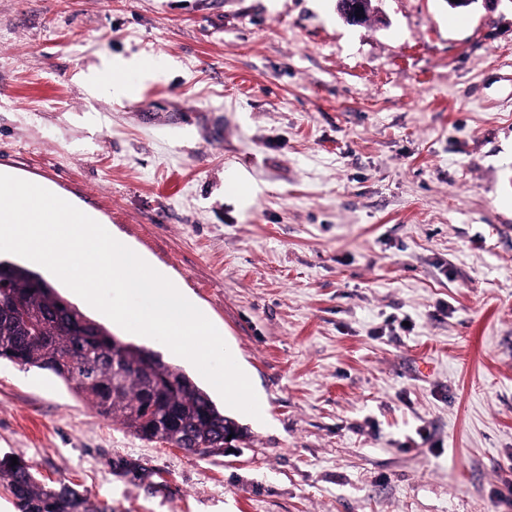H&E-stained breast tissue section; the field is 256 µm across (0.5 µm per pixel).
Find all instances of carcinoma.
<instances>
[{"label": "carcinoma", "mask_w": 512, "mask_h": 512, "mask_svg": "<svg viewBox=\"0 0 512 512\" xmlns=\"http://www.w3.org/2000/svg\"><path fill=\"white\" fill-rule=\"evenodd\" d=\"M48 370L129 433L189 454L224 453V415L181 368L64 298L43 276L0 258V361ZM0 481L17 512H91L72 486L43 482L33 468L0 456Z\"/></svg>", "instance_id": "cac0c4a2"}]
</instances>
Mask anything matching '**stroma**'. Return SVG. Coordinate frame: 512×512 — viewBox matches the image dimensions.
Returning <instances> with one entry per match:
<instances>
[{
	"mask_svg": "<svg viewBox=\"0 0 512 512\" xmlns=\"http://www.w3.org/2000/svg\"><path fill=\"white\" fill-rule=\"evenodd\" d=\"M378 7L0 0V169L183 288L270 419L191 457L2 360L0 454L112 512H512V0Z\"/></svg>",
	"mask_w": 512,
	"mask_h": 512,
	"instance_id": "35a3bbf8",
	"label": "stroma"
}]
</instances>
